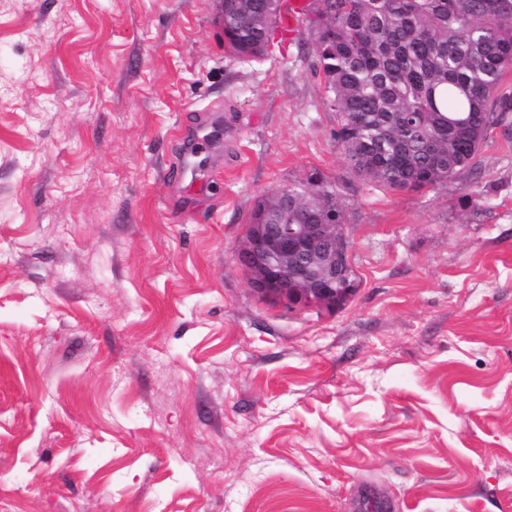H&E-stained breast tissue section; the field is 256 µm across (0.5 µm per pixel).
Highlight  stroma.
I'll list each match as a JSON object with an SVG mask.
<instances>
[{"label": "stroma", "mask_w": 512, "mask_h": 512, "mask_svg": "<svg viewBox=\"0 0 512 512\" xmlns=\"http://www.w3.org/2000/svg\"><path fill=\"white\" fill-rule=\"evenodd\" d=\"M216 7L0 0V512H512V112L393 190L336 139L313 24L239 60ZM314 177L359 288L290 311L236 254Z\"/></svg>", "instance_id": "35a3bbf8"}]
</instances>
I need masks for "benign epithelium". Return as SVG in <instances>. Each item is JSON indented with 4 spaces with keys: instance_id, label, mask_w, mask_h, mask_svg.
<instances>
[{
    "instance_id": "7a95c632",
    "label": "benign epithelium",
    "mask_w": 512,
    "mask_h": 512,
    "mask_svg": "<svg viewBox=\"0 0 512 512\" xmlns=\"http://www.w3.org/2000/svg\"><path fill=\"white\" fill-rule=\"evenodd\" d=\"M349 249L336 210L285 187L254 202L237 261L260 299L333 310L356 291Z\"/></svg>"
}]
</instances>
